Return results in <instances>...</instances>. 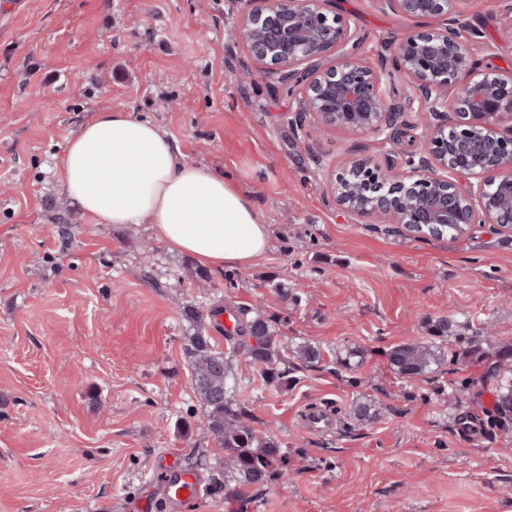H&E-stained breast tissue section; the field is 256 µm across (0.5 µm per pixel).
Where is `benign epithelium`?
I'll list each match as a JSON object with an SVG mask.
<instances>
[{"label":"benign epithelium","instance_id":"obj_1","mask_svg":"<svg viewBox=\"0 0 512 512\" xmlns=\"http://www.w3.org/2000/svg\"><path fill=\"white\" fill-rule=\"evenodd\" d=\"M235 39L293 85L295 111L323 126L390 133L403 115L377 71L358 53L349 18L330 0H229ZM392 11L423 20L448 18L457 0H382ZM396 65L418 92L423 150L404 165L357 157L334 175L331 190L343 211L371 216L427 235L446 224H497L512 229V72H475L468 45L448 25L409 34ZM454 118H448V112ZM477 178L463 192L453 174Z\"/></svg>","mask_w":512,"mask_h":512}]
</instances>
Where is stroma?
<instances>
[{"instance_id": "35a3bbf8", "label": "stroma", "mask_w": 512, "mask_h": 512, "mask_svg": "<svg viewBox=\"0 0 512 512\" xmlns=\"http://www.w3.org/2000/svg\"><path fill=\"white\" fill-rule=\"evenodd\" d=\"M331 4L390 98L414 96L394 55L419 21L379 0ZM449 17L478 69L512 71V0H469ZM232 29L227 0H0V512H136L161 487L164 455L188 470L213 462L183 351L189 302L261 307L286 342L323 350L285 391L236 363L238 400L288 448V480L257 512H512V426L499 425L483 380L489 355L512 348V231L419 237L340 210L334 168L359 154L406 159L420 149L415 131L392 140L301 117ZM108 106L151 119L186 161L228 175L269 227L266 254L204 281L152 224L84 215L61 187V160ZM58 215L73 230L66 250ZM272 279L300 303L284 304ZM440 316L475 344L448 340L457 361L398 377L389 350L426 338ZM347 346L363 351L353 373L336 364ZM360 398L379 414L358 425L347 412ZM311 409L331 432L306 429Z\"/></svg>"}]
</instances>
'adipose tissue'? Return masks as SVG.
Returning a JSON list of instances; mask_svg holds the SVG:
<instances>
[{"mask_svg":"<svg viewBox=\"0 0 512 512\" xmlns=\"http://www.w3.org/2000/svg\"><path fill=\"white\" fill-rule=\"evenodd\" d=\"M61 186L104 224H154L168 248L214 272L253 265L269 231L254 205L224 174L186 161L149 119L104 108L66 142Z\"/></svg>","mask_w":512,"mask_h":512,"instance_id":"ef3b65f1","label":"adipose tissue"}]
</instances>
